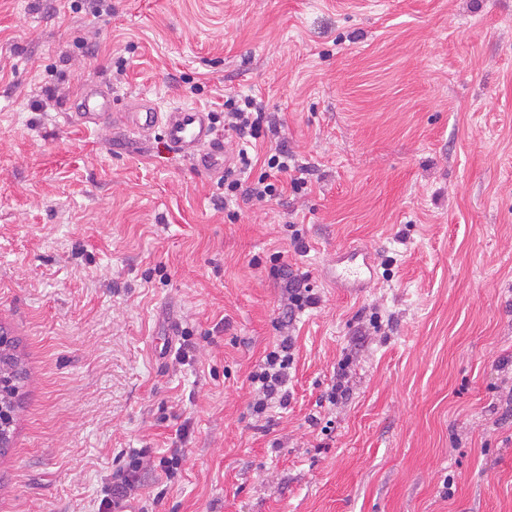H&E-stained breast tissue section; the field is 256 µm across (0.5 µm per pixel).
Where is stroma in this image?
<instances>
[{"mask_svg":"<svg viewBox=\"0 0 512 512\" xmlns=\"http://www.w3.org/2000/svg\"><path fill=\"white\" fill-rule=\"evenodd\" d=\"M107 2L0 0V329L24 369L0 512H97L132 448L148 512H512V0ZM87 81L219 130L225 95L261 96L308 183L228 214L161 134L66 120ZM353 246L374 278L335 287ZM277 265L322 302L288 321L294 398L265 420ZM350 363L342 361L334 371L330 389L326 394L329 403L335 405L339 400L346 399L350 394Z\"/></svg>","mask_w":512,"mask_h":512,"instance_id":"35a3bbf8","label":"stroma"}]
</instances>
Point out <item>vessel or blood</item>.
I'll return each instance as SVG.
<instances>
[{
  "label": "vessel or blood",
  "mask_w": 512,
  "mask_h": 512,
  "mask_svg": "<svg viewBox=\"0 0 512 512\" xmlns=\"http://www.w3.org/2000/svg\"><path fill=\"white\" fill-rule=\"evenodd\" d=\"M82 124L112 122L113 126L133 133L139 144L161 133L168 148L190 159L198 170L211 176L223 174L230 159L224 152V140L217 132L210 112L195 107H177L158 111L150 102L139 101L115 111L111 92L101 84H83L68 103ZM375 271V257L366 248H352L336 259L337 286L358 285L365 275Z\"/></svg>",
  "instance_id": "1"
}]
</instances>
